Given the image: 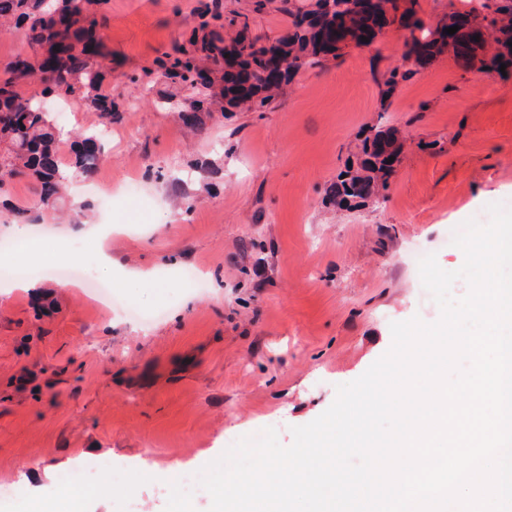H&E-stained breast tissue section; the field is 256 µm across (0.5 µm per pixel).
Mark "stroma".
<instances>
[{
	"label": "stroma",
	"instance_id": "1",
	"mask_svg": "<svg viewBox=\"0 0 512 512\" xmlns=\"http://www.w3.org/2000/svg\"><path fill=\"white\" fill-rule=\"evenodd\" d=\"M205 2L103 0L98 10L104 86L125 109L107 126L83 100L66 105L72 130L111 133V182L91 193L72 178L64 205L31 231L81 266L106 250L127 302L169 310L142 327L49 275L32 291L0 288V482L23 491L0 512H32L39 498L59 512H122L131 495L139 512H177L158 489L179 469L268 427L290 445L292 427L389 349L391 323L439 318L413 250L458 270L449 227L488 223L492 203L512 209V83L447 52L382 100L397 33L301 71L269 111L178 121L159 104L174 85L149 91L141 76L183 43ZM311 2L222 0L219 33L245 23L274 41L291 26L287 6ZM376 128L402 146L385 197L336 206L337 176ZM185 195L198 199L188 215ZM37 198L24 176L0 188V238L12 235L13 207ZM185 267L208 288L182 281ZM104 459L126 462L127 481L76 500L58 491L62 471Z\"/></svg>",
	"mask_w": 512,
	"mask_h": 512
}]
</instances>
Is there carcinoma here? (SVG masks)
Instances as JSON below:
<instances>
[{"label": "carcinoma", "instance_id": "1", "mask_svg": "<svg viewBox=\"0 0 512 512\" xmlns=\"http://www.w3.org/2000/svg\"><path fill=\"white\" fill-rule=\"evenodd\" d=\"M333 2V18L349 21L347 32L354 36L370 27L372 12L364 14L357 9V0H315L314 8L295 15L292 29L265 50L272 52L282 67L281 84L291 82L301 70L319 67L325 56L339 55L329 45L327 32L332 22L327 20L325 8ZM45 0H0V20H13L27 24V37L33 55L17 59L0 70V142L7 145L8 155L0 157V180H10L29 175L40 184L36 205L44 210L57 209L64 182L73 175L88 178L95 173L102 159L103 142L100 134L89 132L73 142L70 168L60 167L57 160L59 144L64 140L63 131L55 128L52 113L46 111L36 96H26L21 86L28 83L42 86V93H57L64 97H80L90 106L106 111L112 102L104 89V73L101 64L89 58V53L99 56L101 35L98 31L93 6L100 0H55L54 11L65 22L55 27L47 19ZM467 17L469 27L456 32L452 52L471 68L501 75L500 66L512 74V0H469L457 3L448 0L447 10L437 16L434 23L441 28L457 25V19ZM201 22L191 29L184 43L173 55L159 61L156 70H148L145 76L150 82L160 79L181 84L201 58L220 63L224 50L244 47L253 43L248 29L243 27L237 36L226 43L211 22L222 18L221 4L215 2L200 14ZM479 39H473V36ZM420 47L417 56L404 49L400 64L385 73L381 80L382 94L390 97L400 81L413 73V68L430 63L447 50L448 41L430 37L422 30L421 38L415 39ZM232 97L228 103L239 104L244 99L254 110L263 112L273 103L271 89L264 83L259 71L253 72V84L247 88L231 85ZM244 98H238V95ZM193 112H209L216 105L210 91L197 90L184 98ZM363 156L357 167L349 168L345 177L336 181V199L344 203L351 198L379 196L386 191L395 163L392 156H399L394 147V137L383 129H374L365 137Z\"/></svg>", "mask_w": 512, "mask_h": 512}]
</instances>
